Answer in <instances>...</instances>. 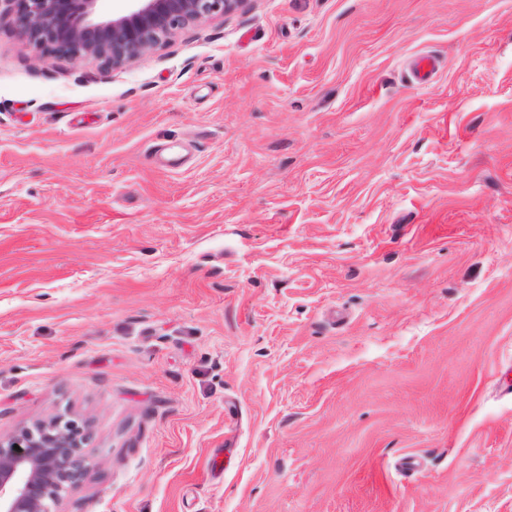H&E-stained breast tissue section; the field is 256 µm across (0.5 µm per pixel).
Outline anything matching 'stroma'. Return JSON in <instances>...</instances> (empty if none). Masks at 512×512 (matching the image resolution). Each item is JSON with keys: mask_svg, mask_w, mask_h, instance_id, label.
Listing matches in <instances>:
<instances>
[{"mask_svg": "<svg viewBox=\"0 0 512 512\" xmlns=\"http://www.w3.org/2000/svg\"><path fill=\"white\" fill-rule=\"evenodd\" d=\"M60 414V512H512V0L0 21V437ZM125 14L101 18L98 0H1L23 41L39 54L92 59L119 68L162 44L176 31L205 23L245 0H131Z\"/></svg>", "mask_w": 512, "mask_h": 512, "instance_id": "1", "label": "stroma"}]
</instances>
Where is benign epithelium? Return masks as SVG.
Masks as SVG:
<instances>
[{
	"instance_id": "1",
	"label": "benign epithelium",
	"mask_w": 512,
	"mask_h": 512,
	"mask_svg": "<svg viewBox=\"0 0 512 512\" xmlns=\"http://www.w3.org/2000/svg\"><path fill=\"white\" fill-rule=\"evenodd\" d=\"M6 2L22 40L39 54L119 68L244 0H132L130 11L110 18L98 16V0ZM84 440L83 428L65 415L0 439V512H60L65 493L85 475Z\"/></svg>"
}]
</instances>
